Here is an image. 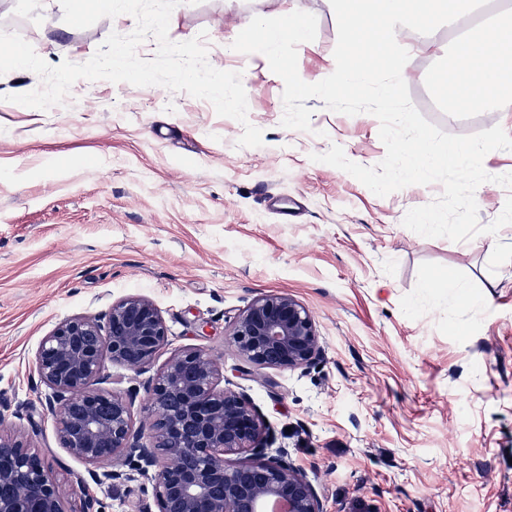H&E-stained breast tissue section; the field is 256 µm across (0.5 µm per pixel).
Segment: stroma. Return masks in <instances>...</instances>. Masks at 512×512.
Instances as JSON below:
<instances>
[{"label": "stroma", "mask_w": 512, "mask_h": 512, "mask_svg": "<svg viewBox=\"0 0 512 512\" xmlns=\"http://www.w3.org/2000/svg\"><path fill=\"white\" fill-rule=\"evenodd\" d=\"M312 13L315 40L299 44L298 73L332 69L337 21L330 0H183L169 37L205 35L208 61L240 73L258 147L239 146L243 123L162 86L76 81L63 104L9 102L40 87L29 70L0 76V426L52 465L67 512L96 497L104 512H157L154 475L97 482L62 447L35 353L57 323L95 316L128 295L151 299L169 345L142 374L107 365L97 391L139 392L172 352L199 348L242 388L278 446L318 483L324 512H512V224L468 241L426 238L403 218L442 192L438 183L375 195L316 162L331 145L373 167L385 157L380 122L307 99L311 128L282 126L284 83L266 57L231 41L253 17ZM127 14L77 29L59 0H0V30L20 34L49 65L88 61ZM405 82L415 108L444 132L501 124L498 111L459 119L425 87L453 33L418 51ZM296 208L291 223L281 206ZM456 282L468 309L448 295ZM293 295L313 314L322 356L295 371L259 370L229 343L256 296Z\"/></svg>", "instance_id": "35a3bbf8"}]
</instances>
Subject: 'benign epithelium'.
<instances>
[{"label":"benign epithelium","mask_w":512,"mask_h":512,"mask_svg":"<svg viewBox=\"0 0 512 512\" xmlns=\"http://www.w3.org/2000/svg\"><path fill=\"white\" fill-rule=\"evenodd\" d=\"M168 338L160 310L140 295L94 317L66 318L44 336L36 368L52 391L48 406L62 447L94 467L122 460L145 475L156 471L158 512H324L315 481L274 447V431L244 392L228 381L219 386L216 361L205 351L175 352L144 383L150 404L138 426L133 394L89 389L108 360L143 372ZM231 343L259 370L305 369L322 353L311 312L279 292L248 303ZM0 512H66L45 457L2 427Z\"/></svg>","instance_id":"7a95c632"}]
</instances>
